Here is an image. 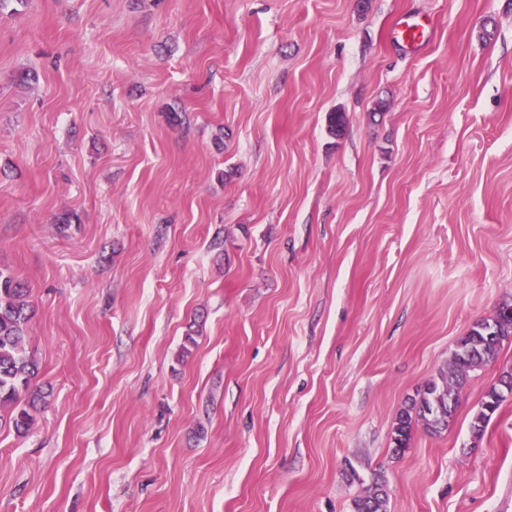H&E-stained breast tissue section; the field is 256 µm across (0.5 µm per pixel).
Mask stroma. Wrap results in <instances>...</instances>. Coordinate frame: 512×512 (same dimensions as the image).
I'll return each mask as SVG.
<instances>
[{"mask_svg":"<svg viewBox=\"0 0 512 512\" xmlns=\"http://www.w3.org/2000/svg\"><path fill=\"white\" fill-rule=\"evenodd\" d=\"M0 268L52 387L0 512H512L511 338L391 445L512 300V0H5ZM428 32L427 23L411 17L399 20L392 29L393 38L412 50L419 49L427 41ZM502 305L510 312L501 308L492 319L476 322L458 341L448 365L398 413L392 430L395 455L408 448L415 426L420 424L425 431L439 434L454 422L470 372L495 363L503 340L512 336V304L505 302ZM491 336H501L502 340ZM500 384H494L484 394L478 409L472 415L470 429L474 439H480L491 420L506 397L500 392ZM390 489L381 472L372 473L362 495L354 500V512H389Z\"/></svg>","mask_w":512,"mask_h":512,"instance_id":"stroma-1","label":"stroma"}]
</instances>
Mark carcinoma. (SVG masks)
<instances>
[{"instance_id":"obj_1","label":"carcinoma","mask_w":512,"mask_h":512,"mask_svg":"<svg viewBox=\"0 0 512 512\" xmlns=\"http://www.w3.org/2000/svg\"><path fill=\"white\" fill-rule=\"evenodd\" d=\"M32 317L29 288L11 271L0 268V410H8L7 416L0 415V421L18 435L32 428L50 397L49 391L35 383L39 367L27 349ZM511 336V303H503V309L495 317L476 322L458 341L448 365L396 416L392 430L393 453L405 452L417 425L432 434L448 430L455 420L470 372L495 363L503 340ZM504 400L498 383L485 392L470 421L473 438L483 436ZM389 504L388 481L383 473L376 472L362 495L354 500V512H389Z\"/></svg>"}]
</instances>
